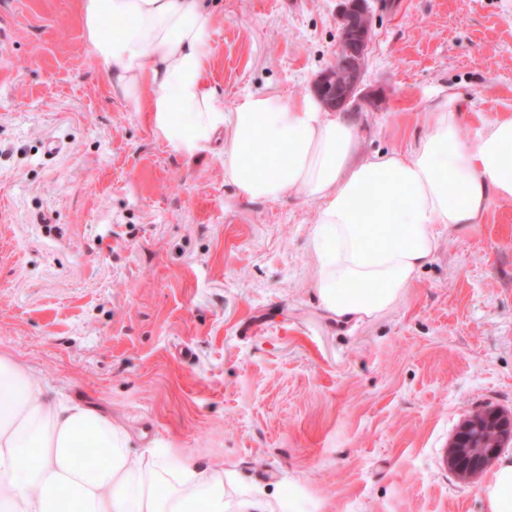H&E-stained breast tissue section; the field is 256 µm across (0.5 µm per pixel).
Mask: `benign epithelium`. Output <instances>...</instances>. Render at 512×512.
<instances>
[{"label": "benign epithelium", "mask_w": 512, "mask_h": 512, "mask_svg": "<svg viewBox=\"0 0 512 512\" xmlns=\"http://www.w3.org/2000/svg\"><path fill=\"white\" fill-rule=\"evenodd\" d=\"M336 23L340 32L336 64L319 73L314 91L330 111H341L359 91L372 26L370 0H339ZM512 442V417L490 407L481 416L465 418L456 428L446 465L464 482L475 481Z\"/></svg>", "instance_id": "obj_1"}]
</instances>
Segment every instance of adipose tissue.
Returning <instances> with one entry per match:
<instances>
[{
    "mask_svg": "<svg viewBox=\"0 0 512 512\" xmlns=\"http://www.w3.org/2000/svg\"><path fill=\"white\" fill-rule=\"evenodd\" d=\"M84 36L114 97L144 99L154 131L191 157L224 136V180L239 197L297 195L309 229L319 305L360 321L395 306L440 236L475 224L491 199L512 202V116L469 138L449 100L408 153L357 157L359 129L313 96L249 94L232 108L208 80L214 17L205 0H77ZM150 96H143L144 88ZM484 512H512V455L481 487ZM0 512H303L201 465L164 440L134 450L128 427L73 399L50 400L30 368L0 353Z\"/></svg>",
    "mask_w": 512,
    "mask_h": 512,
    "instance_id": "1",
    "label": "adipose tissue"
}]
</instances>
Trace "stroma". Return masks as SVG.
Wrapping results in <instances>:
<instances>
[{
	"mask_svg": "<svg viewBox=\"0 0 512 512\" xmlns=\"http://www.w3.org/2000/svg\"><path fill=\"white\" fill-rule=\"evenodd\" d=\"M208 77L310 94L336 59L338 0H210ZM358 153L408 152L434 109L461 137L512 116V0H371ZM224 139L195 158L114 98L76 0H0V353L48 398L121 416L317 512H484L444 464L458 423L512 413V202L445 229L389 311L319 306L315 205L236 197Z\"/></svg>",
	"mask_w": 512,
	"mask_h": 512,
	"instance_id": "1",
	"label": "stroma"
}]
</instances>
